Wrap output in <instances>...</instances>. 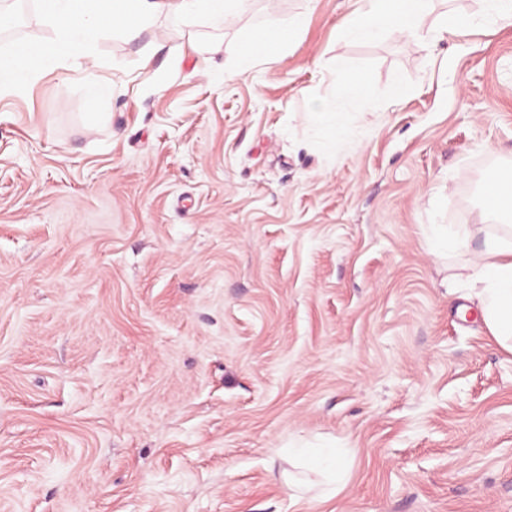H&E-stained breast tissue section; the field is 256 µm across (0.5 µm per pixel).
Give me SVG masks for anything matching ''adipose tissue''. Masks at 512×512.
<instances>
[{
	"label": "adipose tissue",
	"mask_w": 512,
	"mask_h": 512,
	"mask_svg": "<svg viewBox=\"0 0 512 512\" xmlns=\"http://www.w3.org/2000/svg\"><path fill=\"white\" fill-rule=\"evenodd\" d=\"M359 18L347 28V36L370 40L386 32L397 33L408 42L420 36L423 18L429 13L432 0H413L411 11H404V0H359ZM358 73L340 71L336 74L337 92L312 111L313 122L329 131L341 128L347 106L355 104L362 94ZM478 284L476 296L481 317L491 335L512 351V238L492 237L478 252L474 264Z\"/></svg>",
	"instance_id": "adipose-tissue-1"
}]
</instances>
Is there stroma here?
Listing matches in <instances>:
<instances>
[{"label": "stroma", "instance_id": "1", "mask_svg": "<svg viewBox=\"0 0 512 512\" xmlns=\"http://www.w3.org/2000/svg\"><path fill=\"white\" fill-rule=\"evenodd\" d=\"M354 9L101 40L99 126L61 69L0 98V512H512V353L470 279L512 25L435 0L421 43L361 41ZM269 22L286 47L245 62ZM340 69L364 93L329 150L307 115ZM302 444L336 489L294 496ZM295 456L324 467L331 482L339 484L344 479V472L336 465V456L329 448H299Z\"/></svg>", "mask_w": 512, "mask_h": 512}]
</instances>
